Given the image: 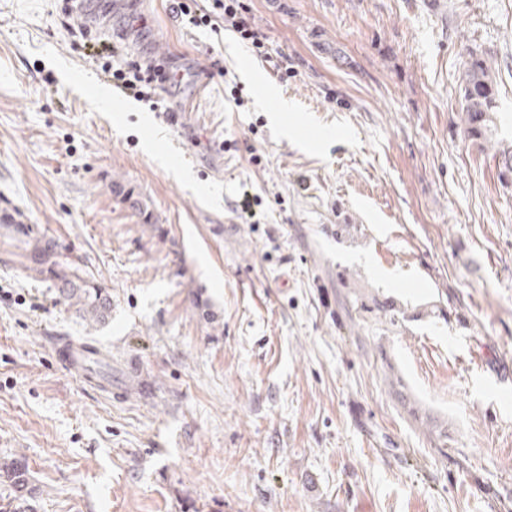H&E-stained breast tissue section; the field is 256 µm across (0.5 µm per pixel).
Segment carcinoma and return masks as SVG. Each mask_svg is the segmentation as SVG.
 <instances>
[{"label": "carcinoma", "mask_w": 512, "mask_h": 512, "mask_svg": "<svg viewBox=\"0 0 512 512\" xmlns=\"http://www.w3.org/2000/svg\"><path fill=\"white\" fill-rule=\"evenodd\" d=\"M462 133L464 138L481 144L497 134L498 83L487 59L468 48L463 62ZM498 178L512 182V144L495 152ZM27 270L35 276L57 282V292L77 318L94 326L106 322L112 313V293L102 284L82 279L65 271L58 246L51 240L36 246L27 255ZM0 482L8 484L14 499L25 500L27 468L20 457L0 459Z\"/></svg>", "instance_id": "cac0c4a2"}]
</instances>
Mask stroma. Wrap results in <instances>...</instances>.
<instances>
[{"label":"stroma","instance_id":"1","mask_svg":"<svg viewBox=\"0 0 512 512\" xmlns=\"http://www.w3.org/2000/svg\"><path fill=\"white\" fill-rule=\"evenodd\" d=\"M66 2L0 0V210L29 229L0 224V458L32 512H512V183L461 132L463 48L512 114V0H244L267 61L172 0L81 48ZM100 38L182 66L176 122ZM29 237L111 289L106 324ZM27 270L35 277L57 281V292L77 318L87 325L105 323L112 313V293L109 288L94 281L82 279L76 273L65 271L54 241H44L26 256ZM54 353L59 363L82 373L85 372L90 359V356L87 355L89 352L84 349V344L73 340L56 343ZM0 482L7 483L14 494L13 502L25 500L27 490V468L22 457L0 459Z\"/></svg>","mask_w":512,"mask_h":512}]
</instances>
